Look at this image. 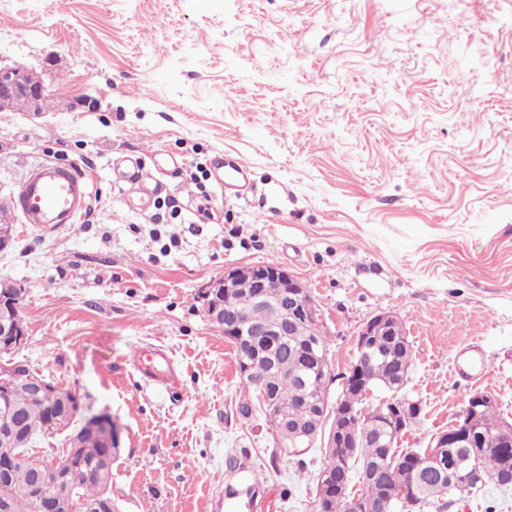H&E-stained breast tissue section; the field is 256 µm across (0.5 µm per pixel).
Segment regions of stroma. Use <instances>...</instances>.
Masks as SVG:
<instances>
[{"label": "stroma", "mask_w": 512, "mask_h": 512, "mask_svg": "<svg viewBox=\"0 0 512 512\" xmlns=\"http://www.w3.org/2000/svg\"><path fill=\"white\" fill-rule=\"evenodd\" d=\"M0 65L37 72L46 112H0V280L24 288L21 358L120 428L116 512H224L241 460L263 512H316L320 446L280 453L202 293L225 269L302 278L333 379L363 323L401 320L428 447L476 392L512 423V0H0ZM244 164L245 198L216 159ZM158 183L126 193L114 159ZM91 180L89 220L45 230L15 211L42 160ZM213 216L202 221L201 194ZM175 389L144 381V347ZM444 512H512V489Z\"/></svg>", "instance_id": "1"}]
</instances>
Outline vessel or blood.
Returning a JSON list of instances; mask_svg holds the SVG:
<instances>
[{
  "label": "vessel or blood",
  "instance_id": "1",
  "mask_svg": "<svg viewBox=\"0 0 512 512\" xmlns=\"http://www.w3.org/2000/svg\"><path fill=\"white\" fill-rule=\"evenodd\" d=\"M117 180L132 189L145 187L151 182L142 164L135 160L118 169ZM90 194L91 185L83 171L42 161L23 179L16 207L26 223L42 228L76 224L87 209ZM138 360V370L144 377L161 381L168 387L179 385L180 379L166 359L144 350L140 352ZM235 497L236 506L241 512H261L263 508L260 491L248 483H241Z\"/></svg>",
  "mask_w": 512,
  "mask_h": 512
}]
</instances>
